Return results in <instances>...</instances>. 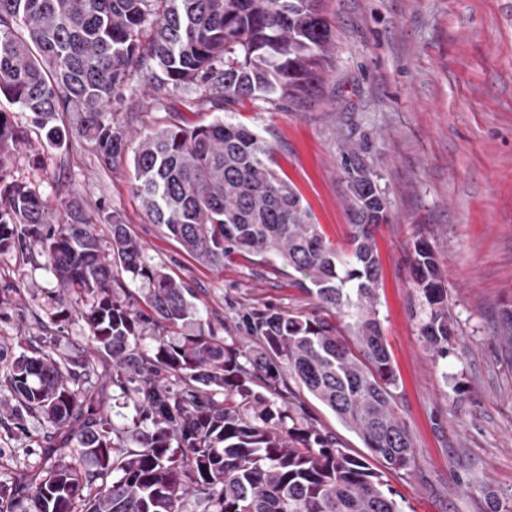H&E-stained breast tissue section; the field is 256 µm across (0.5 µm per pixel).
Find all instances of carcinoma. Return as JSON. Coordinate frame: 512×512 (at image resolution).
I'll use <instances>...</instances> for the list:
<instances>
[{
  "mask_svg": "<svg viewBox=\"0 0 512 512\" xmlns=\"http://www.w3.org/2000/svg\"><path fill=\"white\" fill-rule=\"evenodd\" d=\"M321 0H0V98L31 113L52 146L73 120L107 167L131 154L145 216L201 265L224 269L231 251L288 268L315 300L310 314L245 315L252 346L224 344L202 323L194 294L144 260L142 241L116 211L109 240L67 200L50 216L41 197L8 179L22 132L0 109V254L44 259L55 307L37 319L8 370L0 400L13 429L45 425L40 462L0 481V512H401L382 475L301 416L295 383L354 430L399 475L416 464L397 411L398 378L378 317L374 230L391 223L386 193L348 144L350 249L326 240L272 147L217 119L175 116L129 149L115 109L136 78L159 91L191 84L222 110L242 98L305 100L333 62ZM419 333L448 355L455 322L444 273L422 239L410 258ZM147 285L137 294L125 276ZM85 324L74 355L54 350L70 316ZM131 410L118 426L103 407ZM77 448L68 461L62 449Z\"/></svg>",
  "mask_w": 512,
  "mask_h": 512,
  "instance_id": "1",
  "label": "carcinoma"
}]
</instances>
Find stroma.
I'll use <instances>...</instances> for the list:
<instances>
[{
  "label": "stroma",
  "instance_id": "obj_1",
  "mask_svg": "<svg viewBox=\"0 0 512 512\" xmlns=\"http://www.w3.org/2000/svg\"><path fill=\"white\" fill-rule=\"evenodd\" d=\"M336 47L331 71L302 102L244 99L223 111L199 102L195 86L161 92L134 80L119 109L132 135L180 112L259 133L323 235L348 247L343 144L366 142L392 221L375 243L381 281V331L398 377V413L417 453L410 475L386 474L402 512H477L491 490L498 512H512V362L500 341L501 311L512 304V0H322ZM29 140L9 166L50 208L76 200L94 217L119 212L162 265L196 292L197 315L223 321L227 345H249L244 313L312 312V300L285 269L228 253L223 271L189 258L148 222L129 163L103 165L75 123L63 147L11 106ZM430 244L446 275L456 331L448 355L432 358L418 331L408 255L417 237ZM0 284H13L27 309L43 312L55 279L39 264L0 255ZM305 411L349 453L380 468L361 438L313 398ZM43 424L29 419L18 436L0 429V477L40 460ZM471 483L476 495L460 486Z\"/></svg>",
  "mask_w": 512,
  "mask_h": 512
}]
</instances>
